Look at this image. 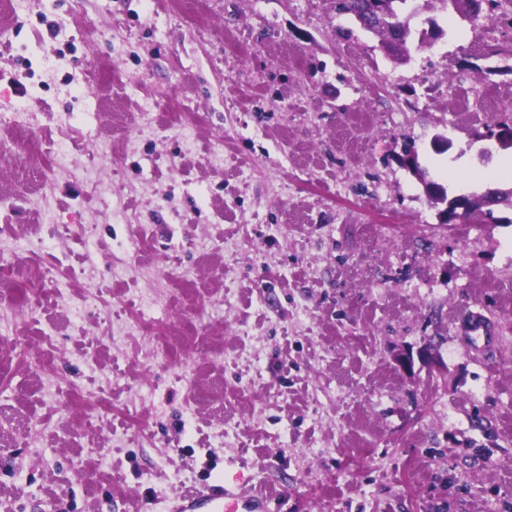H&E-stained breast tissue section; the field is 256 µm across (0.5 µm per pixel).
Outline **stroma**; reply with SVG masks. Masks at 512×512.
Instances as JSON below:
<instances>
[{"instance_id": "35a3bbf8", "label": "stroma", "mask_w": 512, "mask_h": 512, "mask_svg": "<svg viewBox=\"0 0 512 512\" xmlns=\"http://www.w3.org/2000/svg\"><path fill=\"white\" fill-rule=\"evenodd\" d=\"M494 30L397 65L334 0H5L0 512H167L228 469L268 512H512V224L440 223L398 161L496 168Z\"/></svg>"}]
</instances>
